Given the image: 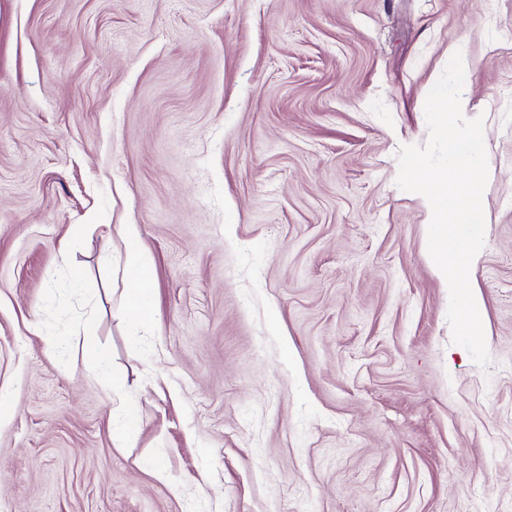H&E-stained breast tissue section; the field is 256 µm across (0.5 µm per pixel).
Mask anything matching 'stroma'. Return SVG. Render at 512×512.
I'll use <instances>...</instances> for the list:
<instances>
[{
  "label": "stroma",
  "mask_w": 512,
  "mask_h": 512,
  "mask_svg": "<svg viewBox=\"0 0 512 512\" xmlns=\"http://www.w3.org/2000/svg\"><path fill=\"white\" fill-rule=\"evenodd\" d=\"M454 44L483 367L396 184ZM0 393V512H512V0H0ZM123 242L126 258L127 288L125 305L132 316L143 323L154 320L155 311L151 288H148L149 274L139 259L136 235L130 224H114L112 235ZM83 336V363L90 371L100 372L103 366V358L101 352L91 339V336H95V323L92 320H87L85 322Z\"/></svg>",
  "instance_id": "stroma-1"
}]
</instances>
